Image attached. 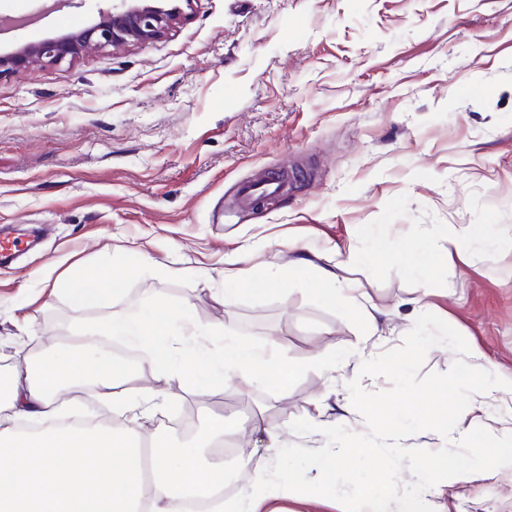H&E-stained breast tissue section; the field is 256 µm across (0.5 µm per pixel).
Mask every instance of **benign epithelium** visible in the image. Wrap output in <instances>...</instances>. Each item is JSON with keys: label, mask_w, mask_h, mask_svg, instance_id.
I'll list each match as a JSON object with an SVG mask.
<instances>
[{"label": "benign epithelium", "mask_w": 512, "mask_h": 512, "mask_svg": "<svg viewBox=\"0 0 512 512\" xmlns=\"http://www.w3.org/2000/svg\"><path fill=\"white\" fill-rule=\"evenodd\" d=\"M162 0H115L112 11L100 14L89 26L54 38L25 44L14 52L0 54V76L43 61L74 60L88 47L114 49L165 37L184 16L180 7L165 8Z\"/></svg>", "instance_id": "obj_1"}]
</instances>
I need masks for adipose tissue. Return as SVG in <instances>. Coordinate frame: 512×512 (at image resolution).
<instances>
[{
  "instance_id": "ef3b65f1",
  "label": "adipose tissue",
  "mask_w": 512,
  "mask_h": 512,
  "mask_svg": "<svg viewBox=\"0 0 512 512\" xmlns=\"http://www.w3.org/2000/svg\"><path fill=\"white\" fill-rule=\"evenodd\" d=\"M487 234V225L475 224L466 236L451 233L431 243L405 244L390 257L405 272L418 274L443 258L461 254L466 241ZM379 248L373 238L365 250L337 256L334 264L324 266L301 257L294 267L303 272L312 294L363 312L371 323L375 316L366 310L368 297L348 272ZM150 269L148 258L137 251L120 269L73 276L65 293L77 308L106 304L121 309L128 278ZM189 323L186 309L174 308L166 297L158 295L132 313L100 322L94 333L130 341L142 354L140 371L144 374H161L201 389L229 381L249 389L272 377L280 389H287L295 369L279 355L275 341L254 346L229 328L217 352L206 347L180 351L163 339L164 329ZM89 376L108 391L117 382L132 378L133 373L125 361L103 353L62 357L49 352L27 366L24 373L0 378V394L6 396L9 410L0 418V512H182L184 501L211 497L213 486L227 477L223 458L211 452L213 444L224 437L223 419L212 420L188 447L172 448L166 442H155L153 474L147 481L129 427L103 432L57 427L61 393ZM20 420L39 423L40 428L20 434L16 426ZM303 488V483L284 474L273 479L256 478L240 501V512H257L262 502Z\"/></svg>"
}]
</instances>
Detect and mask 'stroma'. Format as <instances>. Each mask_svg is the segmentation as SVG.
<instances>
[{"label": "stroma", "mask_w": 512, "mask_h": 512, "mask_svg": "<svg viewBox=\"0 0 512 512\" xmlns=\"http://www.w3.org/2000/svg\"><path fill=\"white\" fill-rule=\"evenodd\" d=\"M112 0H0V52L80 28ZM295 180L274 201L240 209V184L263 172ZM473 224L472 245L411 277L389 257ZM0 229L25 243L0 259V376L22 358L80 351L79 328L112 315L74 309L54 284L122 266L129 250L155 272L130 278L131 306L162 295L187 308L198 341L212 326L276 340L297 369L276 380L205 392L152 376L115 395L153 398L140 438L177 443L184 411L224 419L257 469L275 454L244 425L257 417L316 449L324 435L294 420L335 419L358 354L401 345L430 312L480 354L474 367L512 372V0H194L167 36L0 76ZM378 230L384 252L354 271L379 313L362 315L301 288L286 270L299 247L360 249ZM282 267L271 291L224 305V259L243 245ZM347 360L329 368L331 354ZM477 426L512 427V399L477 394ZM433 512H512V470L501 467L423 495Z\"/></svg>", "instance_id": "35a3bbf8"}]
</instances>
